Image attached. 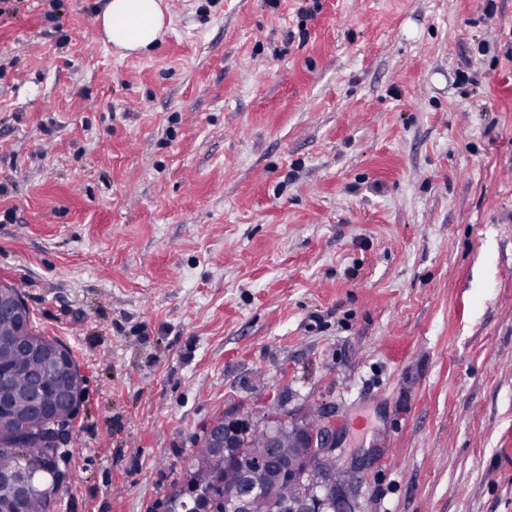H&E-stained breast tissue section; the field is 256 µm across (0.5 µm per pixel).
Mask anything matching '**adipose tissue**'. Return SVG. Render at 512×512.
<instances>
[{
    "label": "adipose tissue",
    "instance_id": "1",
    "mask_svg": "<svg viewBox=\"0 0 512 512\" xmlns=\"http://www.w3.org/2000/svg\"><path fill=\"white\" fill-rule=\"evenodd\" d=\"M164 0H109L99 17L107 41L127 53H145L166 26Z\"/></svg>",
    "mask_w": 512,
    "mask_h": 512
}]
</instances>
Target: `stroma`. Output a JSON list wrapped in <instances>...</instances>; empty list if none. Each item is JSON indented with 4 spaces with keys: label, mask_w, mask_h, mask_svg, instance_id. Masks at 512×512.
I'll return each instance as SVG.
<instances>
[{
    "label": "stroma",
    "mask_w": 512,
    "mask_h": 512,
    "mask_svg": "<svg viewBox=\"0 0 512 512\" xmlns=\"http://www.w3.org/2000/svg\"><path fill=\"white\" fill-rule=\"evenodd\" d=\"M107 2L0 6V281L84 375L50 512L270 403L354 512H512V0H167L142 56ZM302 438L304 444L299 447H307L310 444L317 456L333 460L321 461L317 457L313 458L317 475L309 480V484L313 488H318L321 492H324L323 499L326 502L327 508L333 509L331 510L332 512H336V484L343 481L341 473L336 470V465H338L340 460V455H336V450L340 449L336 444V427L329 425L312 437L302 435ZM335 460L336 462H334Z\"/></svg>",
    "instance_id": "1"
}]
</instances>
